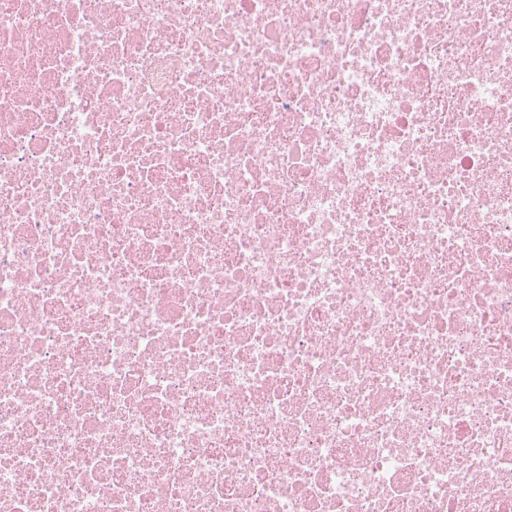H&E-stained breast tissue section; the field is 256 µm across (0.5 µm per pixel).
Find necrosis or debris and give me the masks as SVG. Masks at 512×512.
I'll return each instance as SVG.
<instances>
[{"mask_svg": "<svg viewBox=\"0 0 512 512\" xmlns=\"http://www.w3.org/2000/svg\"><path fill=\"white\" fill-rule=\"evenodd\" d=\"M0 512H512V0H0Z\"/></svg>", "mask_w": 512, "mask_h": 512, "instance_id": "necrosis-or-debris-1", "label": "necrosis or debris"}]
</instances>
